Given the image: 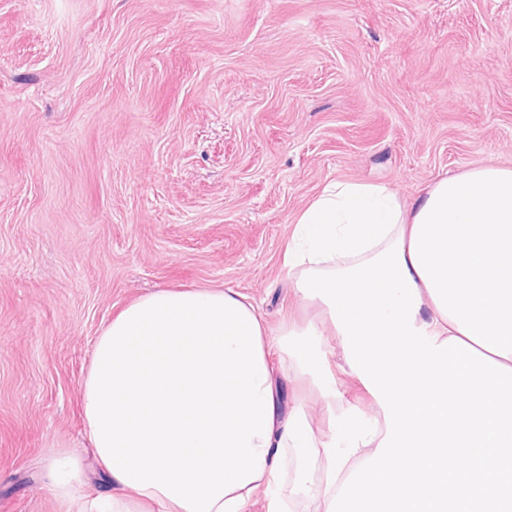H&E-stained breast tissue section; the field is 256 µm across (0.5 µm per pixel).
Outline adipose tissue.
I'll return each mask as SVG.
<instances>
[{
    "label": "adipose tissue",
    "mask_w": 512,
    "mask_h": 512,
    "mask_svg": "<svg viewBox=\"0 0 512 512\" xmlns=\"http://www.w3.org/2000/svg\"><path fill=\"white\" fill-rule=\"evenodd\" d=\"M422 305L416 325L436 341L456 336L512 367V168L483 165L435 181L412 203L382 184L335 181L297 218L284 264L344 269L395 240ZM272 328L232 288H161L123 308L94 345L82 385L85 465L48 451L52 496L66 512H267L311 503L327 512L346 477L377 447L382 408L337 407L326 370L329 308ZM294 394L272 379L282 360ZM340 410L314 428L306 392Z\"/></svg>",
    "instance_id": "adipose-tissue-1"
}]
</instances>
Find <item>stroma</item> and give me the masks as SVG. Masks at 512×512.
<instances>
[{"label": "stroma", "instance_id": "stroma-1", "mask_svg": "<svg viewBox=\"0 0 512 512\" xmlns=\"http://www.w3.org/2000/svg\"><path fill=\"white\" fill-rule=\"evenodd\" d=\"M512 167V0H0V512H64L97 336L157 288L298 311L333 181Z\"/></svg>", "mask_w": 512, "mask_h": 512}]
</instances>
